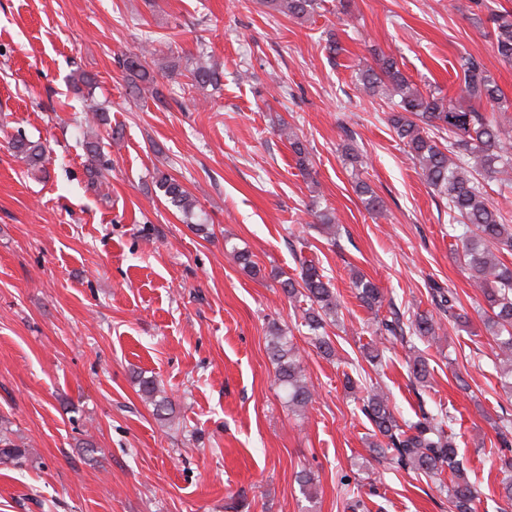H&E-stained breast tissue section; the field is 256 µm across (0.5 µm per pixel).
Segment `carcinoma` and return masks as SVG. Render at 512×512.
I'll use <instances>...</instances> for the list:
<instances>
[{"mask_svg": "<svg viewBox=\"0 0 512 512\" xmlns=\"http://www.w3.org/2000/svg\"><path fill=\"white\" fill-rule=\"evenodd\" d=\"M274 12L296 20H307L322 7V0H266ZM488 20L492 24L494 48L498 56L512 62V10L491 9ZM130 95L149 97L165 106L171 92L159 85L155 69L176 71L180 59L164 63L154 59V52L146 45L119 59ZM189 82L179 87L182 95L194 102L192 93L209 88L220 89L224 70L201 52L193 64L186 66ZM459 93L448 97L439 89H422L399 66L394 57L381 54L374 65L360 70L357 83L370 98H384L393 104L387 113L389 129L404 145V151L414 166L421 171L425 182L448 201V217L452 222L448 237L467 270L470 285L484 303L482 325L495 345L496 367L502 368L501 385L512 396V218L495 205L487 192L484 180L512 183V102L503 94L484 62L475 56L464 55L456 71ZM96 85L93 74L79 72L73 78V87L87 89V104L82 124L92 127L106 123V108L92 96ZM277 134L286 140L296 158L300 172L310 174V152L303 137L285 121L278 124ZM89 160L91 184H105L110 166L101 152L100 137L84 144ZM14 156L31 170H41L44 151L41 145L15 138L11 142ZM158 189L165 200L185 217L194 214L197 200L175 177L160 174L156 177ZM355 189L365 197L366 208L383 212V203L369 185L357 180ZM318 230L336 243V218L328 210L315 211ZM228 254L243 271L257 276L260 268L249 251L231 246ZM355 298L368 311L378 313L385 296L371 279L360 272L351 277ZM281 288L293 299L304 296L310 306L304 311L305 326L311 331L315 347L325 356L335 354L333 342L326 334L328 322L336 321L340 301L326 275L313 261L300 262L299 278L289 277ZM432 302L448 314V322L466 324L459 312V300L452 290L431 289ZM377 332L390 342L408 346L411 375L419 382L431 376L428 358L414 352L412 339L436 340L443 332L442 322L428 312L404 319L394 309L391 316L376 322ZM269 348L275 364V381L288 409L304 412L314 402V391L309 385L300 354L294 343L279 328L272 333ZM142 392L156 410L158 419H165L170 400L154 380L142 381ZM360 412L373 426L372 453L377 459L389 460L395 469L411 470L418 476L438 481L446 492L454 512H475L479 491L469 478L464 457L459 454L455 437L447 432L451 423L443 410L435 413L422 411L415 421H400L382 391H374L362 399ZM28 461V449L17 443L12 431L0 425V465L18 467ZM502 474L500 496L512 505V455L499 457ZM449 482H444L443 474Z\"/></svg>", "mask_w": 512, "mask_h": 512, "instance_id": "carcinoma-1", "label": "carcinoma"}]
</instances>
